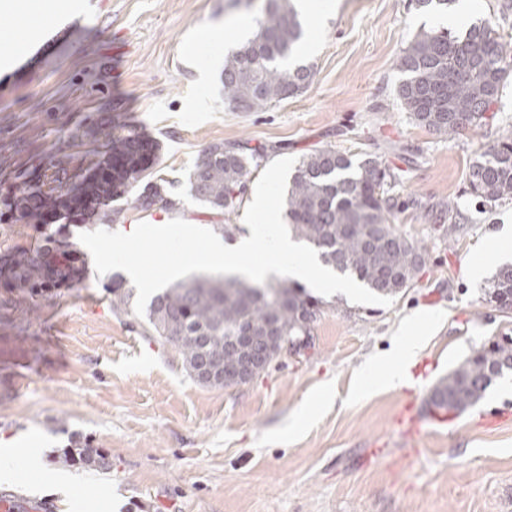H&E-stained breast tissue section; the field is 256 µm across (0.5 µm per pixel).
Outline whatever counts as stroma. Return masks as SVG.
Masks as SVG:
<instances>
[{"label":"stroma","instance_id":"35a3bbf8","mask_svg":"<svg viewBox=\"0 0 512 512\" xmlns=\"http://www.w3.org/2000/svg\"><path fill=\"white\" fill-rule=\"evenodd\" d=\"M26 54L0 39V199L40 186L55 161L69 185L116 121L157 142L156 169L186 183L209 143L267 150L266 162L333 147L375 155L400 175L393 216L426 264L392 306L348 299L325 310L314 345L232 388L191 380L176 350L147 336L134 309L115 312L86 261L80 288L0 321V438L44 448L47 469L77 479L70 498L34 490L33 474L0 495L43 499L55 512H512V372L462 415L432 423L425 396L473 348L512 336V312L483 300L512 251L484 242L512 225V199L479 202L469 170L479 144L512 133V76L481 127L453 139L420 126L397 99L413 36L440 29L416 0H316L317 25L294 55L309 86L262 112H234L220 75L226 44L251 7L232 0H77ZM183 198L178 210L126 209L116 232L180 218L242 224ZM453 236H446L448 225ZM39 229L0 220V254L38 249ZM481 269L480 282L469 277ZM418 340L411 381L359 389V374L400 334ZM101 449L109 470L61 466L65 449Z\"/></svg>","mask_w":512,"mask_h":512}]
</instances>
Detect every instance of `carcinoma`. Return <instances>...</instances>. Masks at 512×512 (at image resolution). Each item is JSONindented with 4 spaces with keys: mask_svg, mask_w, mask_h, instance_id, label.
I'll return each instance as SVG.
<instances>
[{
    "mask_svg": "<svg viewBox=\"0 0 512 512\" xmlns=\"http://www.w3.org/2000/svg\"><path fill=\"white\" fill-rule=\"evenodd\" d=\"M252 36L224 59L221 82L224 102L244 112H262L271 103L301 93L312 70L285 67L298 49L303 28L292 0H265L251 18ZM406 78L397 96L413 119L434 133L452 137L466 127H478L512 70V46L496 23L484 18L463 32L421 30L399 61ZM153 153L146 142L120 125L101 133L89 151L98 164L109 167L105 178L89 172L78 187L80 204L101 224L121 219L124 208L112 202L130 193L141 181L134 208L148 212L160 205L174 210L180 198L173 182L150 170L142 159ZM264 150L246 145L212 142L198 154L188 179V192L197 202L222 214L243 201L251 167ZM470 187L486 202L512 199V135L477 153L470 166ZM396 176L376 158L353 156L331 147L312 151L299 161L288 185L285 215L295 238L313 247L323 264L347 274L377 295L397 297L416 282L426 262L423 248L392 224L395 201L390 194ZM70 187L55 171L47 189L6 200L14 222L44 226L45 218L63 208ZM14 263L0 281V320L38 301L57 288H76L86 278L83 253L72 243L52 239L38 251L17 250ZM112 307L125 310L131 293L120 278L106 285ZM484 299L502 311H512V264L498 267ZM328 303L297 282L253 283L237 276L193 278L155 293L146 306L144 332L176 349L188 376L199 384V371L224 368L232 374L246 356L266 348L263 337L276 326L300 349L311 346V332ZM512 371V340L503 339L474 349L431 389L427 405L434 411L461 415L485 395L494 378ZM105 469L108 457L94 448L69 450L61 457Z\"/></svg>",
    "mask_w": 512,
    "mask_h": 512,
    "instance_id": "1",
    "label": "carcinoma"
}]
</instances>
